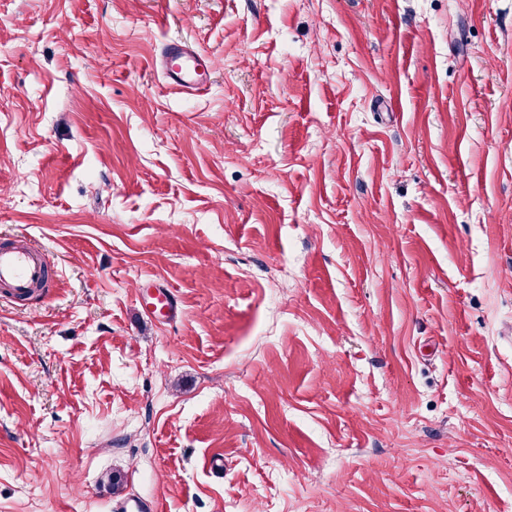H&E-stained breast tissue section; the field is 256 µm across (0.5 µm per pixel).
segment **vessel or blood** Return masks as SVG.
<instances>
[{
    "label": "vessel or blood",
    "mask_w": 512,
    "mask_h": 512,
    "mask_svg": "<svg viewBox=\"0 0 512 512\" xmlns=\"http://www.w3.org/2000/svg\"><path fill=\"white\" fill-rule=\"evenodd\" d=\"M160 66L171 88L196 96L207 94V65L192 47L178 41L167 43L160 55ZM52 273L47 254L38 246L0 244V290L10 297L26 298Z\"/></svg>",
    "instance_id": "1"
}]
</instances>
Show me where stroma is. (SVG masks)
<instances>
[{"mask_svg": "<svg viewBox=\"0 0 512 512\" xmlns=\"http://www.w3.org/2000/svg\"><path fill=\"white\" fill-rule=\"evenodd\" d=\"M22 239L0 512H512V0H0ZM160 66L171 88L196 96L207 94V65L192 47L179 41L167 43L160 55ZM53 266L45 251L33 243L0 244V288L14 299H24L37 284L48 280Z\"/></svg>", "mask_w": 512, "mask_h": 512, "instance_id": "1", "label": "stroma"}]
</instances>
